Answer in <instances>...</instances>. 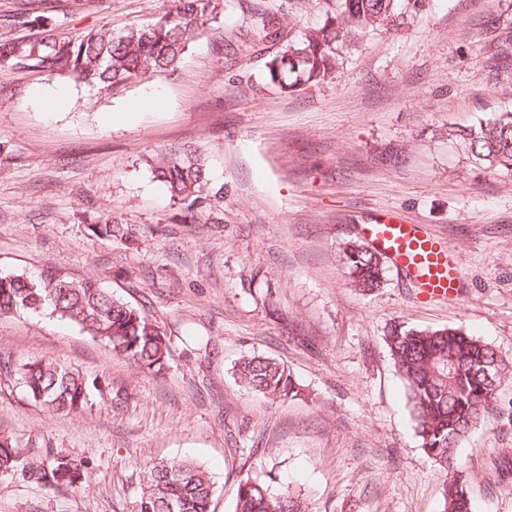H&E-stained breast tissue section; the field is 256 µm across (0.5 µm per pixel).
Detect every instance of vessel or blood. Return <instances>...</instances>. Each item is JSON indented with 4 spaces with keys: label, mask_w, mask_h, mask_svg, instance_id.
<instances>
[{
    "label": "vessel or blood",
    "mask_w": 512,
    "mask_h": 512,
    "mask_svg": "<svg viewBox=\"0 0 512 512\" xmlns=\"http://www.w3.org/2000/svg\"><path fill=\"white\" fill-rule=\"evenodd\" d=\"M370 243L400 266L420 292L432 298L451 296L461 269L444 242L422 225L407 224L388 215L363 228Z\"/></svg>",
    "instance_id": "1"
}]
</instances>
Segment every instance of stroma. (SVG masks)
<instances>
[{"label":"stroma","mask_w":512,"mask_h":512,"mask_svg":"<svg viewBox=\"0 0 512 512\" xmlns=\"http://www.w3.org/2000/svg\"><path fill=\"white\" fill-rule=\"evenodd\" d=\"M173 0H55L57 33L151 23ZM334 0H223L177 71L104 95L34 70L0 72V274L53 267L96 279L167 335L158 374L78 326L0 315V359L62 362L110 383L77 415L0 376V432L21 449L87 460L75 485L0 477V512H134L150 463L211 473V512H233L246 475H270L309 512H442L443 475L419 446L383 338L403 322L459 328L512 364V171L472 163L454 137L512 108V0H428L398 31L360 37L335 79L269 84L266 16L318 25ZM193 144L224 199L188 218L145 159ZM112 212L125 242L83 219ZM423 225L463 271L454 296L420 295L386 264L375 293L340 262L363 225ZM258 354L285 363L298 399L238 383ZM472 512H512V380L462 445Z\"/></svg>","instance_id":"stroma-1"}]
</instances>
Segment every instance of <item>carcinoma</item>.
<instances>
[{"instance_id":"carcinoma-1","label":"carcinoma","mask_w":512,"mask_h":512,"mask_svg":"<svg viewBox=\"0 0 512 512\" xmlns=\"http://www.w3.org/2000/svg\"><path fill=\"white\" fill-rule=\"evenodd\" d=\"M172 10L152 23L119 35L100 28L59 36L43 14L20 13L41 34L0 39V70L37 69L47 76H67L98 92L114 94L133 79L173 72L190 42L206 24L217 20L220 0H174ZM425 6V0H336L335 13L323 25L300 33L271 19L261 41L274 48L265 63L270 82L295 89L335 77L343 52L361 33L391 29ZM469 159L512 170V110L473 128L463 137ZM152 174L171 198L195 216L224 199V188L209 183L202 153L183 146L147 160ZM97 236L134 240V231L112 212L90 222ZM342 264L352 285L368 294L379 287L382 254L360 240H350ZM42 312L66 320L105 343L147 372L160 373L170 355L161 327L96 280L72 278L46 270L36 278L16 275L0 285V313ZM384 342L401 378L420 447L446 476L442 512H472L458 448L484 417L497 408L498 391L512 371L483 341L458 328L423 330L397 323ZM22 381L27 396L51 412L78 414L103 394L98 379L55 360L32 358L3 366ZM236 374L248 389L273 400L300 396L301 388L284 364L270 357L244 355ZM21 463L16 440L0 435V477H10ZM88 464L62 452H50L27 473L50 486L74 485ZM212 477L192 461L154 462L145 470L134 512H210ZM234 512H306L304 502L286 488L275 490L264 480L246 476L239 482Z\"/></svg>"}]
</instances>
